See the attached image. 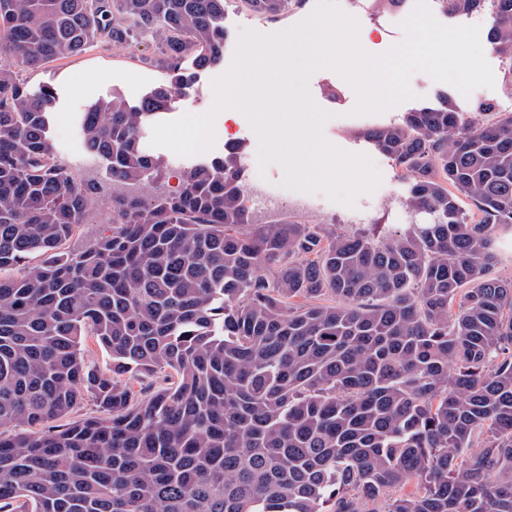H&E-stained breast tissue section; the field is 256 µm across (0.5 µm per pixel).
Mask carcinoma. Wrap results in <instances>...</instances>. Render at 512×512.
Returning a JSON list of instances; mask_svg holds the SVG:
<instances>
[{
	"label": "carcinoma",
	"mask_w": 512,
	"mask_h": 512,
	"mask_svg": "<svg viewBox=\"0 0 512 512\" xmlns=\"http://www.w3.org/2000/svg\"><path fill=\"white\" fill-rule=\"evenodd\" d=\"M297 2L0 0V512H512V111L441 92L364 132L406 185L388 237L254 223L235 151L160 189L143 131L221 62L227 8ZM438 2L512 76V0ZM143 41L167 79L81 113L85 180L19 70ZM103 213L97 215L90 224H84L80 233L71 242V247L74 249H80L87 245L89 242L97 238L103 231L107 229V215L105 210Z\"/></svg>",
	"instance_id": "cac0c4a2"
}]
</instances>
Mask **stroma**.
Segmentation results:
<instances>
[{"mask_svg":"<svg viewBox=\"0 0 512 512\" xmlns=\"http://www.w3.org/2000/svg\"><path fill=\"white\" fill-rule=\"evenodd\" d=\"M315 4L316 0H300L288 14L278 19H262L233 7L228 8L224 17L227 37L223 61L200 73L191 99L169 110L167 120H175L187 112L204 114L213 108V82L230 68L241 28L248 27L262 32L280 31L303 19ZM337 5L344 14L356 20L361 49L371 55H380L403 40L402 24L413 12L416 0H337ZM432 14L447 26L466 23L479 26L483 52L495 77L494 87H481L466 96L457 92L452 85L435 81L428 74L418 72L410 79L414 93L412 99L384 112L359 114L355 111L358 95L354 87L335 70H318L310 80V92L315 103L330 114L323 127L325 140L346 153L367 156L380 176V183L375 190L357 195L350 205L326 197L320 208L312 213L303 209L282 213L253 212L255 223L263 224L285 217L299 224H332L340 232L364 229L378 237L389 235L397 225L407 221L403 205L404 183L400 170L363 138V131L371 125L401 117L413 107L433 102L441 92L452 95L459 110L463 112L475 113L476 104L480 101L491 103L504 112L512 110V79L507 76L505 61L488 45V21L480 15L465 19L451 17L437 8L433 9ZM152 54L153 46L148 42L136 49L97 47L36 69L22 70V78L32 89L45 85L57 89L59 99L51 117L50 139L62 157L79 166L82 178H103L105 169L99 163L86 160L77 125L78 115L89 104L101 98L118 95L130 102L138 101L161 83L164 79L163 71L146 62ZM228 129L233 130L232 140L243 146L245 157L251 161L243 173L245 183L250 185L265 179L274 185H281L283 171L279 166L272 165L262 170L256 165L258 141L244 115H236L224 125L214 124L211 154L220 155L227 151L229 139H226L224 132Z\"/></svg>","mask_w":512,"mask_h":512,"instance_id":"obj_1","label":"stroma"}]
</instances>
